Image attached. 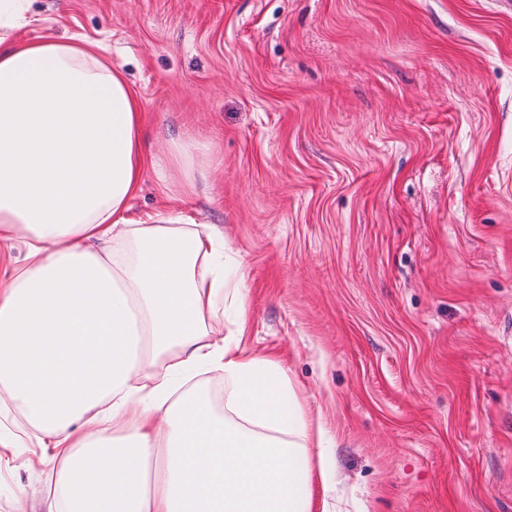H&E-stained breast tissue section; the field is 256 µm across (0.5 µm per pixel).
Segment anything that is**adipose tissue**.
<instances>
[{"instance_id": "1", "label": "adipose tissue", "mask_w": 512, "mask_h": 512, "mask_svg": "<svg viewBox=\"0 0 512 512\" xmlns=\"http://www.w3.org/2000/svg\"><path fill=\"white\" fill-rule=\"evenodd\" d=\"M35 20L33 0H0V409L26 423L0 420V468L36 441L41 512H312L316 483L335 512L331 433L246 346L223 230L177 209L210 146L148 156L122 67L77 37L17 39ZM150 168L162 209L131 217ZM214 372L217 399L194 383Z\"/></svg>"}]
</instances>
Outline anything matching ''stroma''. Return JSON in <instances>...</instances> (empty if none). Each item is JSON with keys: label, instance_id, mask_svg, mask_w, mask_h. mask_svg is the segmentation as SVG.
<instances>
[{"label": "stroma", "instance_id": "stroma-1", "mask_svg": "<svg viewBox=\"0 0 512 512\" xmlns=\"http://www.w3.org/2000/svg\"><path fill=\"white\" fill-rule=\"evenodd\" d=\"M210 144L246 345L336 437L338 512H512V0H35ZM19 451L0 473L38 498Z\"/></svg>", "mask_w": 512, "mask_h": 512}]
</instances>
